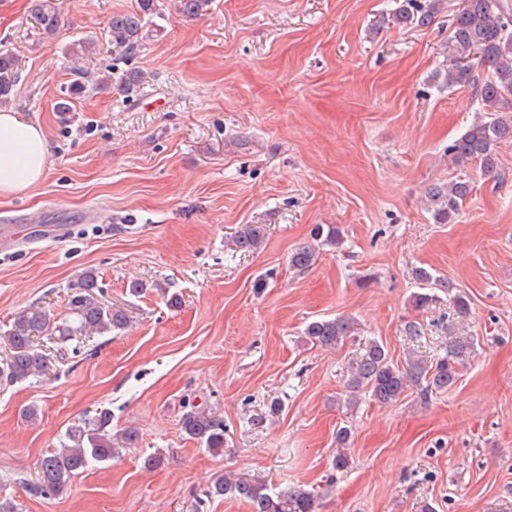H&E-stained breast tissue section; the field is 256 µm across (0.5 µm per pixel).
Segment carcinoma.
I'll return each mask as SVG.
<instances>
[{
  "mask_svg": "<svg viewBox=\"0 0 512 512\" xmlns=\"http://www.w3.org/2000/svg\"><path fill=\"white\" fill-rule=\"evenodd\" d=\"M211 0H178L179 11L187 16H198L207 11ZM154 0H138L137 8L117 13L109 18L101 39L113 51L132 57L150 33L155 23ZM31 17L37 28L52 34L61 24V10L57 0H33ZM402 25L426 26L433 11L419 0H403L395 14ZM449 35L452 64L443 74V83L452 89L470 86L481 104L477 115L466 130L448 146V152L459 167L477 162L489 174L497 172V149L503 142L512 141V13L505 10L502 0H462L454 16ZM75 79L66 95L57 104V111H74V101L90 91H101L110 85L131 97L145 80L140 70L130 69L122 74L91 79L73 59ZM20 80L17 58L6 48H0V104H6ZM470 193V183L456 180L432 185L427 191L432 217L437 224H447L459 214L463 201ZM264 233L253 224L242 226L235 235V244L244 251H257L263 245ZM319 255V246L303 244L289 257L297 269L312 267ZM422 291L413 294L412 305L424 309L435 303L438 291L449 289L448 283L425 268L413 272ZM97 280L93 273L83 277L77 291L70 295V317L58 318L51 310L39 305L25 309L13 322L0 328V342L6 356L0 359V382L16 384L31 378H40L50 371L52 354L43 349L38 340L46 337L63 344L89 331L100 335L122 331L128 318L121 309L100 302L94 293ZM352 335V321L345 316L317 320L305 328L308 342L322 348H336ZM475 349L472 336H449L444 356L428 362L415 355H407L401 364L389 357L384 345L373 341L355 365L350 367L348 388L352 392L363 389L382 405L398 402L411 386L424 385L427 392H442L459 379L457 361ZM182 429L192 440L210 451L224 448V421L213 412L197 406L182 415ZM138 434L128 429L119 436L112 435V413L108 409L95 412L70 426L60 441V447L48 451L39 461L36 481L20 479L35 495L63 493L71 479L92 464L112 460L122 448H133ZM348 432L342 428L336 434L338 451L334 466L342 469L349 463L346 452ZM208 498L229 496L249 504L251 512H317L319 503L311 492L296 487H275L259 477L224 476L209 486Z\"/></svg>",
  "mask_w": 512,
  "mask_h": 512,
  "instance_id": "cac0c4a2",
  "label": "carcinoma"
}]
</instances>
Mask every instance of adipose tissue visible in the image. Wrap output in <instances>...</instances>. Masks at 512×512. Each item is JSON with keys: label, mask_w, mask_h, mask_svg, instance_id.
Segmentation results:
<instances>
[{"label": "adipose tissue", "mask_w": 512, "mask_h": 512, "mask_svg": "<svg viewBox=\"0 0 512 512\" xmlns=\"http://www.w3.org/2000/svg\"><path fill=\"white\" fill-rule=\"evenodd\" d=\"M49 144L43 127L0 109V197L27 192L48 171Z\"/></svg>", "instance_id": "ef3b65f1"}]
</instances>
